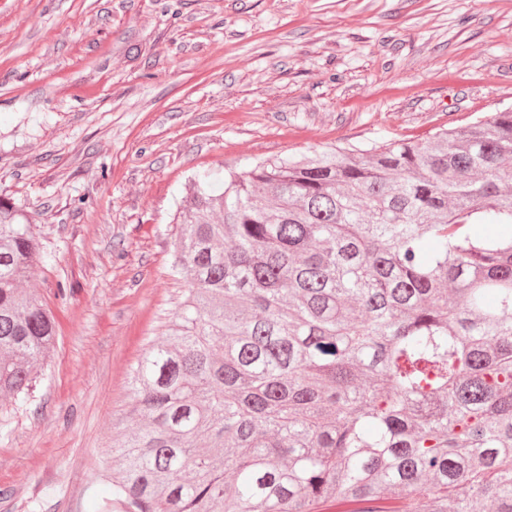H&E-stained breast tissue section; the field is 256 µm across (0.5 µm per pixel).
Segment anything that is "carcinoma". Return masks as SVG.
<instances>
[{"mask_svg": "<svg viewBox=\"0 0 512 512\" xmlns=\"http://www.w3.org/2000/svg\"><path fill=\"white\" fill-rule=\"evenodd\" d=\"M181 224L96 512H512V109L204 175ZM38 257L0 199V400L55 345Z\"/></svg>", "mask_w": 512, "mask_h": 512, "instance_id": "carcinoma-1", "label": "carcinoma"}]
</instances>
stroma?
Masks as SVG:
<instances>
[{
	"label": "stroma",
	"instance_id": "obj_1",
	"mask_svg": "<svg viewBox=\"0 0 512 512\" xmlns=\"http://www.w3.org/2000/svg\"><path fill=\"white\" fill-rule=\"evenodd\" d=\"M512 107V0H0V198L57 340L7 401L0 512H92L126 376L173 317L193 179Z\"/></svg>",
	"mask_w": 512,
	"mask_h": 512
}]
</instances>
